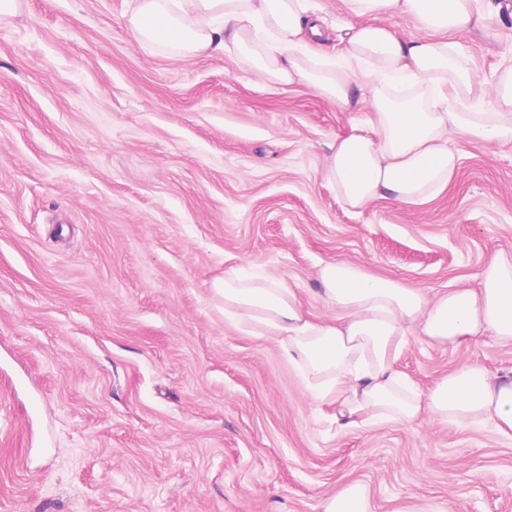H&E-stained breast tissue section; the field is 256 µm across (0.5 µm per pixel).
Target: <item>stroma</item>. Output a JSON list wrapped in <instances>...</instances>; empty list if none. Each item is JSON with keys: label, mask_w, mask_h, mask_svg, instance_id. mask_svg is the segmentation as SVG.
<instances>
[{"label": "stroma", "mask_w": 512, "mask_h": 512, "mask_svg": "<svg viewBox=\"0 0 512 512\" xmlns=\"http://www.w3.org/2000/svg\"><path fill=\"white\" fill-rule=\"evenodd\" d=\"M455 34L486 83L512 66V0ZM137 0H22L0 22V512H320L347 484L377 512H512V437L422 416L341 426L278 345L224 316L225 269L293 288L314 318L321 262L437 294L512 255V142L458 136L432 201L346 206L325 172L367 125L233 52L135 40ZM512 371V344L409 334L420 393L459 366Z\"/></svg>", "instance_id": "obj_1"}]
</instances>
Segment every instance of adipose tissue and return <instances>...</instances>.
<instances>
[{
  "mask_svg": "<svg viewBox=\"0 0 512 512\" xmlns=\"http://www.w3.org/2000/svg\"><path fill=\"white\" fill-rule=\"evenodd\" d=\"M354 23L346 47L330 57L312 0H138L131 26L138 42L190 58L234 50L239 66L262 82L304 84L349 110L361 80L371 82L370 130L337 138L326 175L349 207L377 198L419 205L442 193L457 166L451 135L488 144L512 141V67L493 89L469 65L452 36L486 26L478 0H344ZM413 17L424 36L407 39L379 23ZM491 94L478 112L473 97ZM316 279L332 321L310 317L282 280L225 270L212 288L224 314L275 341L300 369L313 399L336 400L348 425L411 423L427 413L460 427L489 425L512 435V373L463 365L427 394L410 387L395 361L410 326L430 343L458 347L491 334L512 342V256L493 254L478 288L429 296L422 288L373 276L334 259Z\"/></svg>",
  "mask_w": 512,
  "mask_h": 512,
  "instance_id": "1",
  "label": "adipose tissue"
}]
</instances>
